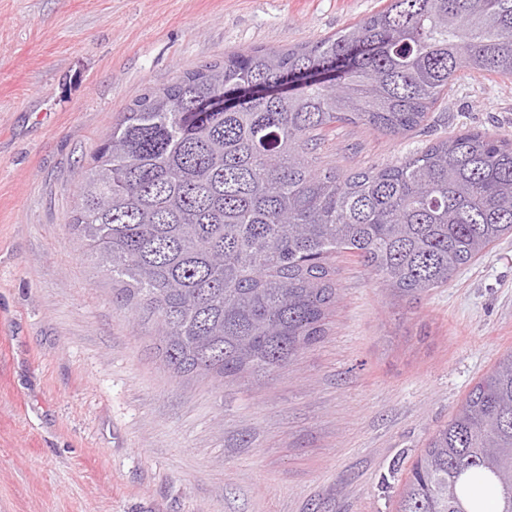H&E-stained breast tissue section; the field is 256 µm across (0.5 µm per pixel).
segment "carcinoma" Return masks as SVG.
<instances>
[{"mask_svg": "<svg viewBox=\"0 0 512 512\" xmlns=\"http://www.w3.org/2000/svg\"><path fill=\"white\" fill-rule=\"evenodd\" d=\"M512 77V0H389L334 35L251 47L138 98L82 174L73 228L154 320L176 374L237 379L325 335L338 255L416 299L512 235V139L466 131L343 174L340 124L390 137L461 70ZM512 512V350L416 459L397 512Z\"/></svg>", "mask_w": 512, "mask_h": 512, "instance_id": "1", "label": "carcinoma"}]
</instances>
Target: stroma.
I'll use <instances>...</instances> for the list:
<instances>
[{"label":"stroma","mask_w":512,"mask_h":512,"mask_svg":"<svg viewBox=\"0 0 512 512\" xmlns=\"http://www.w3.org/2000/svg\"><path fill=\"white\" fill-rule=\"evenodd\" d=\"M388 0H0V512H394L427 440L512 349V236L393 300L351 257L326 334L233 383L175 376L73 233L83 166L146 90L225 51L335 34ZM465 130L512 138V78L460 72L383 167Z\"/></svg>","instance_id":"35a3bbf8"}]
</instances>
